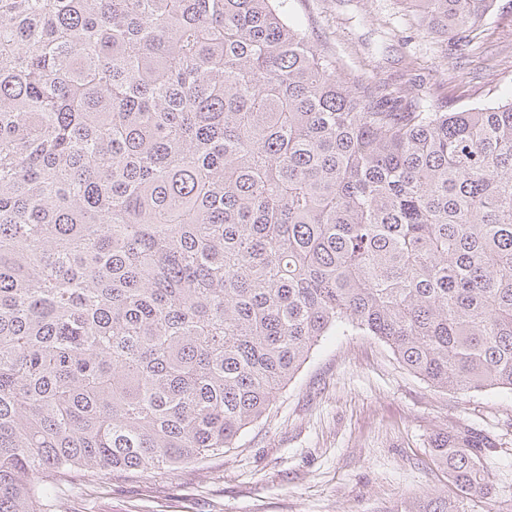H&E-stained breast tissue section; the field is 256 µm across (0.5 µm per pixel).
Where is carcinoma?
Returning <instances> with one entry per match:
<instances>
[{
  "label": "carcinoma",
  "instance_id": "obj_1",
  "mask_svg": "<svg viewBox=\"0 0 512 512\" xmlns=\"http://www.w3.org/2000/svg\"><path fill=\"white\" fill-rule=\"evenodd\" d=\"M405 2L457 44L493 4ZM347 324L512 391V97L406 112L278 0H0V512L235 447Z\"/></svg>",
  "mask_w": 512,
  "mask_h": 512
}]
</instances>
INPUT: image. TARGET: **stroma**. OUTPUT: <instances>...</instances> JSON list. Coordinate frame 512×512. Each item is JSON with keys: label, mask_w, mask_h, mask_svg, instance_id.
I'll use <instances>...</instances> for the list:
<instances>
[{"label": "stroma", "mask_w": 512, "mask_h": 512, "mask_svg": "<svg viewBox=\"0 0 512 512\" xmlns=\"http://www.w3.org/2000/svg\"><path fill=\"white\" fill-rule=\"evenodd\" d=\"M342 74L400 93L406 108L449 111L512 95V0L457 49L404 0H282ZM489 439L492 494L465 512H512V392L453 393L409 372L358 329L333 330L265 415L223 454L131 478L94 472L55 512H395L454 488L432 460L451 428Z\"/></svg>", "instance_id": "obj_1"}]
</instances>
